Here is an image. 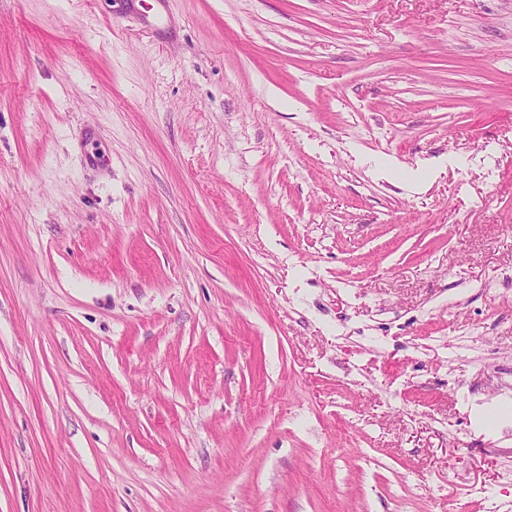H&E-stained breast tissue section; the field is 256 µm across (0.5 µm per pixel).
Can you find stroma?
<instances>
[{
	"label": "stroma",
	"mask_w": 512,
	"mask_h": 512,
	"mask_svg": "<svg viewBox=\"0 0 512 512\" xmlns=\"http://www.w3.org/2000/svg\"><path fill=\"white\" fill-rule=\"evenodd\" d=\"M512 0H0V512H512Z\"/></svg>",
	"instance_id": "stroma-1"
}]
</instances>
